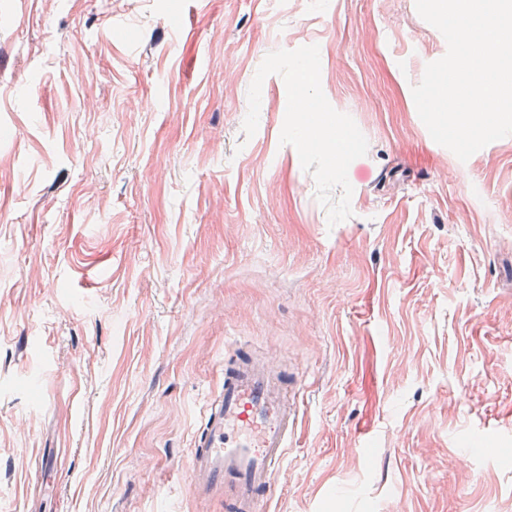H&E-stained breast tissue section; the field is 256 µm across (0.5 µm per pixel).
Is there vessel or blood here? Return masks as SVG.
Returning <instances> with one entry per match:
<instances>
[{
    "label": "vessel or blood",
    "mask_w": 512,
    "mask_h": 512,
    "mask_svg": "<svg viewBox=\"0 0 512 512\" xmlns=\"http://www.w3.org/2000/svg\"><path fill=\"white\" fill-rule=\"evenodd\" d=\"M205 420L190 458L193 495L223 501L224 512H260L297 422L283 375L248 355L225 362Z\"/></svg>",
    "instance_id": "obj_1"
}]
</instances>
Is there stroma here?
Returning <instances> with one entry per match:
<instances>
[{"mask_svg":"<svg viewBox=\"0 0 512 512\" xmlns=\"http://www.w3.org/2000/svg\"><path fill=\"white\" fill-rule=\"evenodd\" d=\"M318 2L0 0V512H224L239 348L304 383L268 512H512V135L431 138L415 0Z\"/></svg>","mask_w":512,"mask_h":512,"instance_id":"stroma-1","label":"stroma"}]
</instances>
